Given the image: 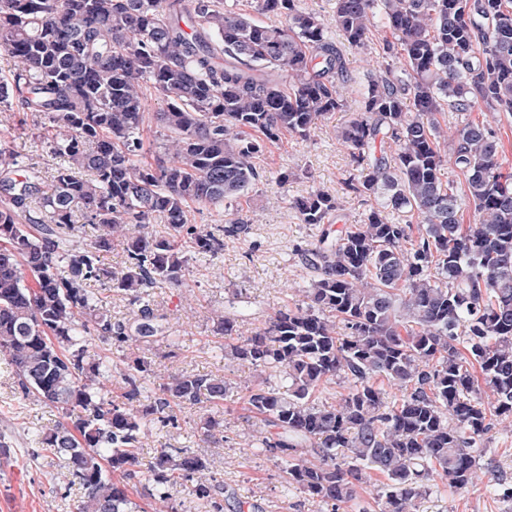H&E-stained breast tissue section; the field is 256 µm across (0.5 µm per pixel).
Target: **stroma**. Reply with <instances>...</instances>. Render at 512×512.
<instances>
[{
  "label": "stroma",
  "mask_w": 512,
  "mask_h": 512,
  "mask_svg": "<svg viewBox=\"0 0 512 512\" xmlns=\"http://www.w3.org/2000/svg\"><path fill=\"white\" fill-rule=\"evenodd\" d=\"M331 36L357 79L346 93L344 110L319 122L308 137L286 132L267 144L253 160L261 179L242 204L249 218L244 231L225 238L217 256L191 260L187 287L150 290L158 312L178 326L180 346L159 341L143 353L128 348L110 352L120 367L138 355L146 356L151 370L145 387L150 393L161 378L181 371L222 374L234 390L224 405L213 410L224 424L213 437L203 435V410L187 405L176 411L177 426L151 427L138 450L136 474L129 481L137 512H156L149 463L163 448L205 452L210 475L233 492L224 501V512H239L242 500L255 504V512H327L289 484L274 454L254 448L258 424L244 398L265 378L225 358L228 341L218 334L214 313L223 309L229 297H239L238 334L246 337L264 327L278 309L301 303L302 288L316 276L301 256L313 248L315 231L299 223L290 207L293 198L322 189L339 200L347 224L362 223L372 206L344 188V179L355 172L356 165L349 150L341 146L338 133L361 112L366 76L383 69V44L391 34L383 27L373 28L372 39L363 49L345 43L339 30H332ZM0 140L34 162L51 160L41 129L29 113L0 112ZM59 420L55 409L26 399L11 366L1 360L0 441L7 443L9 451L0 454V512H77L82 490L71 484L63 462L37 455L34 443L37 435L54 430ZM479 465L481 478L476 486L455 492L446 480H436L417 512H512V499L502 495L504 487H512V417L493 420Z\"/></svg>",
  "instance_id": "1"
}]
</instances>
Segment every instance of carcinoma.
Here are the masks:
<instances>
[{
	"label": "carcinoma",
	"mask_w": 512,
	"mask_h": 512,
	"mask_svg": "<svg viewBox=\"0 0 512 512\" xmlns=\"http://www.w3.org/2000/svg\"><path fill=\"white\" fill-rule=\"evenodd\" d=\"M298 2L255 0L257 14L281 17L267 24L227 0H0V47L17 62L0 81V112L44 119L60 159L44 192L37 171L0 144V356L25 395L61 414L37 443L79 480V512H134L127 479L145 430L177 426L175 406L230 397L212 373L170 374L145 396L137 357L121 370L116 402L101 345L179 346L146 288L188 287L192 256L217 255V232L243 223L241 201L260 179L252 159L281 132L306 138L344 108L356 79L325 20ZM378 12L392 62L367 76L363 111L339 138L371 168L344 186L381 207L337 228L330 194L295 199L300 222L319 229L304 258L320 276L302 305L227 352L286 382L264 380L245 398L259 448L331 512H414L438 476L467 490L491 417L512 416V173L491 123L471 118L512 114V0H336V27L364 48ZM149 92L163 103L152 114ZM443 112L460 117L448 136ZM152 119L167 131L153 149L143 139ZM447 164L463 175L478 223L463 224ZM192 203L233 219L207 230L191 222ZM79 218L98 229L83 250L73 246ZM116 246L128 263L119 275L98 264ZM93 281L131 296L129 319L112 322ZM228 306L216 329L234 336L235 299ZM341 377L352 385L340 402L316 403ZM481 384L494 404L477 396ZM150 469L158 500L186 481L206 512H224V485L206 478L203 454L164 449ZM373 471L387 482L364 498Z\"/></svg>",
	"instance_id": "carcinoma-1"
}]
</instances>
